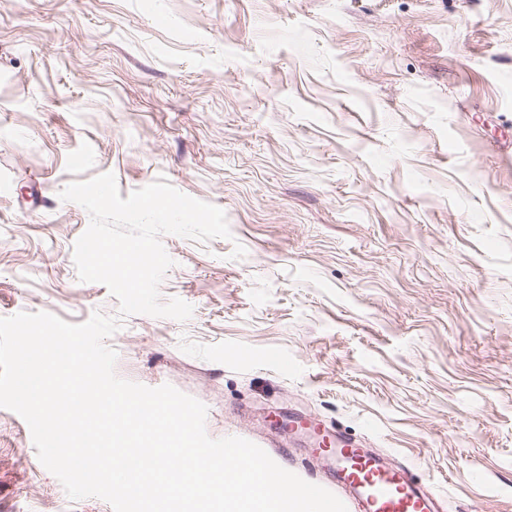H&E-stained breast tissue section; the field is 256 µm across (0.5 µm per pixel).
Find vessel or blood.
<instances>
[{
  "label": "vessel or blood",
  "instance_id": "b4317fda",
  "mask_svg": "<svg viewBox=\"0 0 512 512\" xmlns=\"http://www.w3.org/2000/svg\"><path fill=\"white\" fill-rule=\"evenodd\" d=\"M328 449L325 473L356 512H440L439 499L410 468L394 467L350 438H335Z\"/></svg>",
  "mask_w": 512,
  "mask_h": 512
}]
</instances>
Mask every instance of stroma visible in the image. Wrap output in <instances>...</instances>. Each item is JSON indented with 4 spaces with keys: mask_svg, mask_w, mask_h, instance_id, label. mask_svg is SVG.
I'll use <instances>...</instances> for the list:
<instances>
[{
    "mask_svg": "<svg viewBox=\"0 0 512 512\" xmlns=\"http://www.w3.org/2000/svg\"><path fill=\"white\" fill-rule=\"evenodd\" d=\"M508 135L512 0H0V317L118 315L59 193L165 177L232 237L163 236L160 297L194 311L125 317L119 377L306 481L291 411L417 466L443 512H512ZM0 512L112 508L0 408Z\"/></svg>",
    "mask_w": 512,
    "mask_h": 512,
    "instance_id": "stroma-1",
    "label": "stroma"
}]
</instances>
